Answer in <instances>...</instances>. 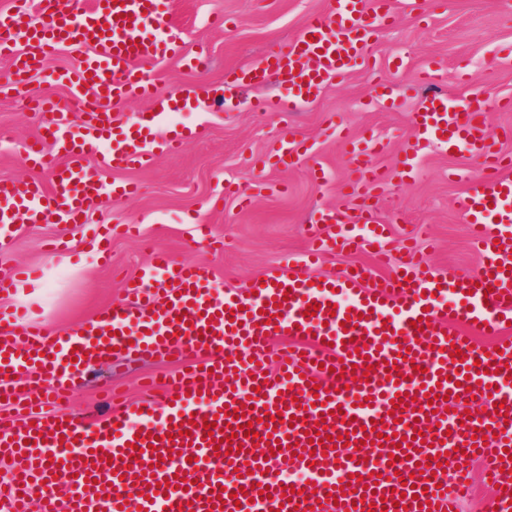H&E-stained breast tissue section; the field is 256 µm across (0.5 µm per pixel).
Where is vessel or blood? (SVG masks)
<instances>
[{
    "label": "vessel or blood",
    "mask_w": 512,
    "mask_h": 512,
    "mask_svg": "<svg viewBox=\"0 0 512 512\" xmlns=\"http://www.w3.org/2000/svg\"><path fill=\"white\" fill-rule=\"evenodd\" d=\"M54 7V0H14L0 12V58L15 74L40 70L60 49L75 52L70 67L53 75L70 87L69 102L36 104L50 120L24 149L25 162L39 166L52 140L66 164L48 186L0 180L1 224H76L105 194H135L134 183L106 184L103 169L148 166L160 144L179 150L184 131L159 144L155 127L201 95L159 94L149 72L166 59L194 61L167 22L176 0H77L63 17L27 22L30 10L47 15ZM393 21L394 0H335L286 49L204 95L229 103L238 88L276 71L292 89L281 110L296 111L327 81L367 66ZM464 81L462 111H451L439 92L421 99L399 171L412 169L424 141L466 151L484 172L500 170L494 180L473 177L459 202L478 256L473 270L438 273L415 243L390 244L369 201L391 173L375 163L384 142L370 137L350 141L353 176L342 203L309 225L306 260L253 281L250 294L218 284L209 265L179 263L158 250L149 271L126 281L124 297L53 344L40 321L1 314L0 398L8 400L21 377L62 397L73 378L117 351L177 362L195 352L205 361L170 374L161 408L114 392L111 413L90 423L57 410L21 420L0 437V456L10 461L0 512H31L37 494L47 497L45 512H453L471 493L475 459L485 466L497 512H512V461L503 457L512 450V213L503 212L512 201V159L486 121L488 113L511 111L512 99L487 96L473 75ZM132 99L149 101L150 111L126 116ZM310 152L286 134L256 171ZM92 160L97 168H89ZM327 252H365L374 262L309 276V262ZM415 320L420 329L412 328ZM283 335L302 347L280 353L272 374L269 347ZM478 335L499 337L497 349L478 346ZM449 394L480 399L482 414H448ZM206 420L213 429L203 428ZM186 422L192 429L184 435ZM238 424L251 425L252 435H233ZM321 427L327 441L310 444ZM342 434L347 443H338ZM478 434L485 443H475ZM278 447L294 453L307 474L301 491L277 475ZM448 451L459 463L450 477L431 465Z\"/></svg>",
    "instance_id": "1"
}]
</instances>
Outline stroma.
<instances>
[{
    "label": "stroma",
    "instance_id": "1",
    "mask_svg": "<svg viewBox=\"0 0 512 512\" xmlns=\"http://www.w3.org/2000/svg\"><path fill=\"white\" fill-rule=\"evenodd\" d=\"M331 0H178L173 19L187 50L205 49L207 60L191 68L177 61L153 65L160 93L219 86L227 72L256 63L272 48L288 44L309 20L325 14ZM397 22L383 31L372 46V68L354 72L342 83L330 82L312 102L294 112L253 111L252 102H276L288 86L278 78L245 89L238 102L219 109L201 102L180 113L179 126H201V138L175 153L157 150L152 166L107 173V181H131L139 193L130 199L103 202L86 224H15L7 233L11 265L34 269L36 278L51 281L49 291L19 303L14 295H0V312L23 309L31 318L57 332L92 320L97 311L121 297L126 279L141 274L151 253L160 248L174 260L211 265L218 281L246 290L255 278L303 258L310 244L305 227L318 209L342 200V185L351 171L350 158L338 134L347 127L357 134L385 138L386 151L378 159L392 169L413 135V114L425 87L420 70L427 59L441 69L434 88L450 100L462 99L457 73L468 68L493 97L512 96V5L504 0H447L434 8L424 0L420 9L408 0H395ZM228 20L214 26L216 17ZM383 83L392 101L372 102L374 83ZM49 98L67 104L70 89L42 77L31 78L17 92L0 93V179L47 178L42 167L22 159L27 141L38 136L44 123L30 103ZM312 145L315 157L328 171L326 185H314L309 165L301 162L268 171L275 188L255 185V160L286 133ZM478 162L463 152L451 154L427 146L413 177L393 179L371 204L387 224L392 240L417 235L439 271L464 273L477 264L469 239V225L459 207ZM253 194L249 209L225 195L226 183ZM136 224L140 234H113L108 256L99 259L88 249L97 238L96 226ZM210 225L223 238L216 252L200 238L196 227ZM66 241L73 270L60 277L57 241ZM168 363L140 352L117 355L77 377L64 407L90 421L110 411L108 386L123 384L128 400L143 398L145 377L164 382Z\"/></svg>",
    "mask_w": 512,
    "mask_h": 512
}]
</instances>
